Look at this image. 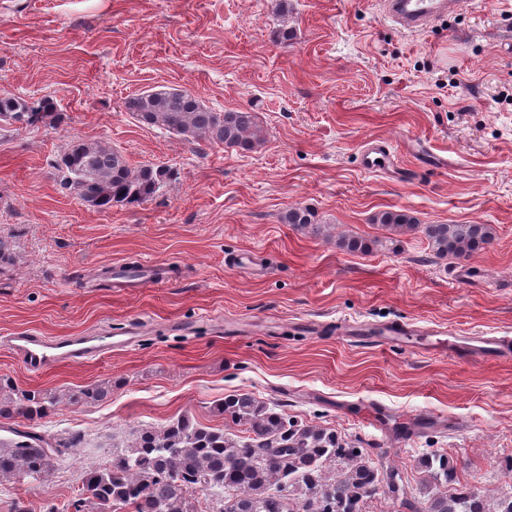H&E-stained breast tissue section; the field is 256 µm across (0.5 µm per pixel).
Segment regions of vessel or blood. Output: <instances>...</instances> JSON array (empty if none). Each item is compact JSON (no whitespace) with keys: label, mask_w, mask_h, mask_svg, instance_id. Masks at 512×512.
Instances as JSON below:
<instances>
[{"label":"vessel or blood","mask_w":512,"mask_h":512,"mask_svg":"<svg viewBox=\"0 0 512 512\" xmlns=\"http://www.w3.org/2000/svg\"><path fill=\"white\" fill-rule=\"evenodd\" d=\"M387 20L404 32L414 33L429 27L444 13L457 11L461 0H382ZM361 165L369 172H391L396 166L394 153L380 140H369L362 148ZM120 339L108 336L47 337L37 331L17 332L6 339L10 349L25 368L41 373L64 362H82L89 358L123 350L129 339L138 334L137 325L121 329ZM466 345L482 358H505L512 355V338L507 336H469Z\"/></svg>","instance_id":"obj_1"}]
</instances>
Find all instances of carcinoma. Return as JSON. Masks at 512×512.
<instances>
[{"mask_svg": "<svg viewBox=\"0 0 512 512\" xmlns=\"http://www.w3.org/2000/svg\"><path fill=\"white\" fill-rule=\"evenodd\" d=\"M125 110L141 123L165 129L194 143L250 151L261 142L255 114L212 112L188 91L158 90L129 97ZM60 120L55 102L36 104L0 96V121L25 126ZM60 186L87 206L107 211L139 204L173 179L163 165L131 166L99 142L76 141L57 161ZM287 224L306 227L312 214L292 208ZM380 224L419 229L437 256L463 257L490 242L487 224H423L402 211H384ZM109 390L91 387L72 396L75 403L101 402ZM53 407L40 390L0 399V418L35 422ZM225 423L241 428L232 438L222 429L183 415L161 427L139 430L126 449L105 468H90L81 479L74 512H364L368 498L383 487V475L365 450L336 430L288 415L275 402L235 391L216 405ZM82 437L45 438L14 430L0 442V480L47 476L65 448L81 447ZM432 486L421 498L402 499L410 512H486L484 500L456 478L448 456L431 451L420 459Z\"/></svg>", "mask_w": 512, "mask_h": 512, "instance_id": "carcinoma-1", "label": "carcinoma"}]
</instances>
